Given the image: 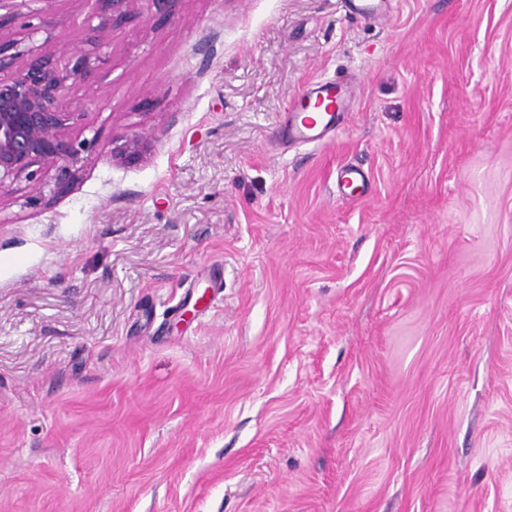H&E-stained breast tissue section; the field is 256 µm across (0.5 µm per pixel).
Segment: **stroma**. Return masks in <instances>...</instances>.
<instances>
[{"label": "stroma", "instance_id": "35a3bbf8", "mask_svg": "<svg viewBox=\"0 0 512 512\" xmlns=\"http://www.w3.org/2000/svg\"><path fill=\"white\" fill-rule=\"evenodd\" d=\"M372 2L113 30L77 178L0 194V512H512V0ZM332 78L338 128L286 142ZM148 147L146 138L137 135H122L112 140V155L123 158L127 161L137 159L140 153Z\"/></svg>", "mask_w": 512, "mask_h": 512}]
</instances>
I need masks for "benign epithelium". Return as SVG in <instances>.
Here are the masks:
<instances>
[{"label": "benign epithelium", "mask_w": 512, "mask_h": 512, "mask_svg": "<svg viewBox=\"0 0 512 512\" xmlns=\"http://www.w3.org/2000/svg\"><path fill=\"white\" fill-rule=\"evenodd\" d=\"M89 2L97 24H88L78 35L86 49L46 40L20 50L18 40L0 35V193L21 179L45 184L50 178L59 190L79 172L89 143L71 140L65 132L80 125L85 112L62 101L76 85L84 87L87 98L95 97L97 72L112 61L113 28L126 19L136 0ZM10 48L15 53H8ZM147 147V139L137 134L112 139V154L127 161Z\"/></svg>", "instance_id": "1"}]
</instances>
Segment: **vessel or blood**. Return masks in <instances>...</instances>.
Returning a JSON list of instances; mask_svg holds the SVG:
<instances>
[{
  "label": "vessel or blood",
  "mask_w": 512,
  "mask_h": 512,
  "mask_svg": "<svg viewBox=\"0 0 512 512\" xmlns=\"http://www.w3.org/2000/svg\"><path fill=\"white\" fill-rule=\"evenodd\" d=\"M309 98L316 100L321 108L317 118L297 115L288 117V138L296 143H317L323 141L340 123L346 111L350 94L333 80L313 83L307 90Z\"/></svg>",
  "instance_id": "1"
}]
</instances>
